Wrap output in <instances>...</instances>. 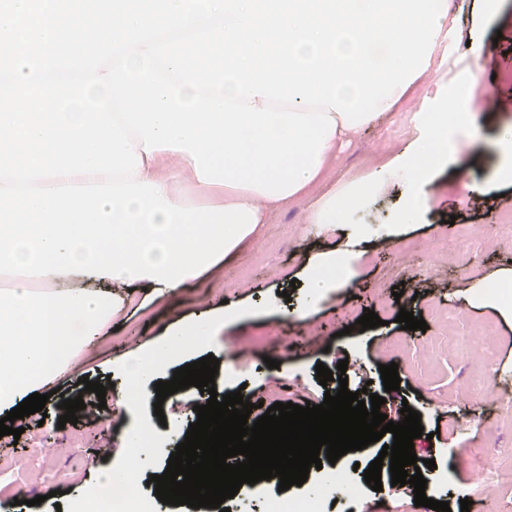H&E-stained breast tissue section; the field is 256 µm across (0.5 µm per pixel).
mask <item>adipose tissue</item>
Segmentation results:
<instances>
[{"label": "adipose tissue", "instance_id": "ef3b65f1", "mask_svg": "<svg viewBox=\"0 0 512 512\" xmlns=\"http://www.w3.org/2000/svg\"><path fill=\"white\" fill-rule=\"evenodd\" d=\"M473 92L472 85L455 83L434 112L428 113L427 135L414 142L389 165L404 173L408 182L422 180L431 166L447 161L449 136L475 127L476 116L463 107ZM137 175L139 181L161 186L169 202L178 206L246 205L266 223L269 215L286 207L283 199L268 197L254 189L231 188L199 182L190 155L181 151L144 154ZM378 184L376 173L346 183L341 191L317 199L312 206V223L339 224L348 207L361 204ZM340 254H328L307 270L306 286L315 295L331 288L348 287L350 277H337L336 267L345 263ZM61 275L0 277V413L10 412L30 394L63 379L76 352L88 345L119 315L121 306L110 291V278H102L100 289L89 291L68 287ZM216 319H201L175 329L149 350L131 356L124 364L128 383L137 389L152 384L160 370L180 356L186 338L196 345L211 343Z\"/></svg>", "mask_w": 512, "mask_h": 512}]
</instances>
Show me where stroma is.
<instances>
[{"label":"stroma","instance_id":"1","mask_svg":"<svg viewBox=\"0 0 512 512\" xmlns=\"http://www.w3.org/2000/svg\"><path fill=\"white\" fill-rule=\"evenodd\" d=\"M450 3L454 57L437 50L417 95L357 131L337 151L328 177L312 191L321 196L376 169L382 187L368 206L349 210L346 223L321 229L310 222L309 201L295 202L273 212L222 263L173 296L159 299L144 289L116 288L123 311L114 325L77 355L60 393L50 397L43 412L15 420L20 438L0 437V457L18 458L27 470L42 475L37 483L0 492V512H42L33 500L52 492L62 512H69L76 499L93 490L99 469L125 467L124 443L135 427L148 429L151 450L135 487L141 512H194L187 506L163 507L148 478L163 474L178 440L196 422L200 391L192 386L168 396L158 417L155 389L138 392L130 408L117 406L113 394H106L101 409L97 395L83 390L80 380L119 383V367L127 355L148 349L178 324L219 313L224 325L210 348L186 346L162 371L161 380H171L175 369L213 354L219 361L217 390L241 391L254 403L251 416L256 419L274 403L318 405L325 391H337L338 381L319 384L316 364L333 370L347 361L349 391L366 387L380 395V366L397 363L401 382L394 400L408 402L420 413L429 434L420 456L436 462L434 470L422 472L425 494L448 502L451 512H461L475 471L468 448H512V407L504 406L502 395L504 388H512V316L499 304L470 297L473 284L512 274V238L502 234L503 227H512V184L498 179L493 147L497 130L512 124V0H501L493 15L485 12L482 0ZM473 31L482 36L476 57L466 45ZM470 74L495 105L478 107L477 130L458 136L447 163L415 184L419 209L402 221L405 178L382 165L413 145L423 133V113ZM482 234L497 239V246L470 248V239ZM334 250L349 256L354 288L331 289L316 301L307 289L291 288V280L303 279L308 258ZM397 285L404 293L396 299L392 292ZM368 309L378 314L381 326L354 330ZM403 309L424 319L427 330L401 329L396 317ZM463 336L478 338L485 358L462 354L458 340ZM240 340L247 341L252 355L236 361L231 348ZM269 357L279 361V368L267 367ZM483 375L488 382L482 398L465 399L467 385ZM78 396L86 407L78 411L77 424L57 428L62 400ZM378 445L310 470L292 494L319 496L327 512H339L322 494L330 470L337 469L356 486L349 512H418L412 487L392 485L386 475L381 491L365 483L363 471Z\"/></svg>","mask_w":512,"mask_h":512}]
</instances>
